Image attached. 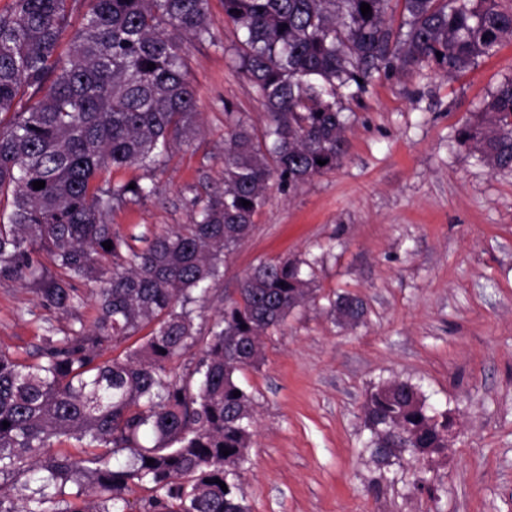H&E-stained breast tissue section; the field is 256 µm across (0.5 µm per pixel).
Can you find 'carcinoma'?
Returning a JSON list of instances; mask_svg holds the SVG:
<instances>
[{
	"mask_svg": "<svg viewBox=\"0 0 512 512\" xmlns=\"http://www.w3.org/2000/svg\"><path fill=\"white\" fill-rule=\"evenodd\" d=\"M393 1L395 30L386 25ZM88 2L65 49L68 0H12L0 12V279L29 285L42 305L62 311L83 301L74 282L99 284L90 289V326L41 337L34 362L0 350V477L9 479L0 512H126L127 494L145 484L153 495L142 512H248L241 473L252 400L236 372L259 362L261 337L308 299L311 263H259L204 339L195 309L205 308L224 257L252 231L270 180L298 186L340 165L341 90L359 93L376 74L429 63L459 73L512 40V9L498 0H223L224 19L242 33L240 67L266 128L259 136L243 119L230 125L223 187L194 202V223L139 250L105 217L156 186L131 189L109 174L154 169L200 131L184 38L212 37L209 0ZM479 115L459 143L493 169H512V79ZM331 313L357 324L366 306L340 294ZM148 325L141 345L101 359L102 342L121 343ZM197 347L195 366L171 373L167 363ZM367 402L366 449L378 469L402 452L447 447L448 419L432 420L411 383L379 385ZM395 428L404 449L386 447ZM61 437L82 457L49 453ZM125 451L128 461L114 466Z\"/></svg>",
	"mask_w": 512,
	"mask_h": 512,
	"instance_id": "cac0c4a2",
	"label": "carcinoma"
}]
</instances>
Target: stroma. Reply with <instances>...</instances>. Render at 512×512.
Here are the masks:
<instances>
[{
  "label": "stroma",
  "instance_id": "stroma-1",
  "mask_svg": "<svg viewBox=\"0 0 512 512\" xmlns=\"http://www.w3.org/2000/svg\"><path fill=\"white\" fill-rule=\"evenodd\" d=\"M213 38L188 41L189 78L203 130L154 172L132 165L113 181H154L150 197L106 220L138 249L194 220L192 203L220 187L234 119L264 130L259 97L236 66L238 31L209 0ZM512 78V42L464 72L436 65L378 75L343 98L341 165L289 191L270 186L254 228L224 260L200 332H208L245 274L262 261L308 260L312 297L262 339L237 377L254 423L243 472L249 512H512V170L493 171L455 136ZM75 312L43 309L34 289L0 280V349L31 361L46 327L92 324L89 284ZM348 292L367 314L329 316ZM406 380L448 414L447 448L403 455L378 472L364 450L366 399ZM434 479L417 490L413 473Z\"/></svg>",
  "mask_w": 512,
  "mask_h": 512
}]
</instances>
